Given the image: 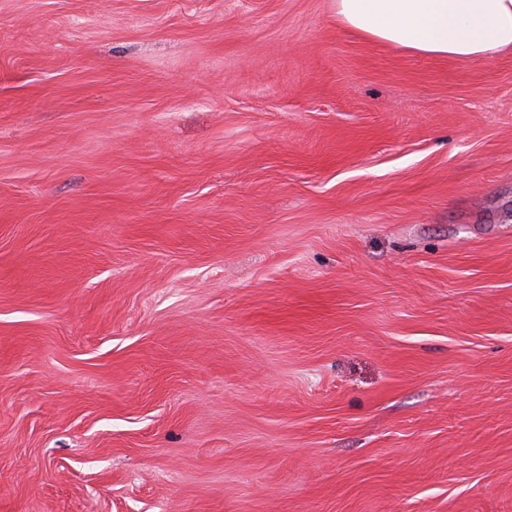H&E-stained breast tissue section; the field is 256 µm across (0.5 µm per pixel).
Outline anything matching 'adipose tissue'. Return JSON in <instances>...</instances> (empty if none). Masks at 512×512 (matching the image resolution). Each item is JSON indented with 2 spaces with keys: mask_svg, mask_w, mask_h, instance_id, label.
I'll return each instance as SVG.
<instances>
[{
  "mask_svg": "<svg viewBox=\"0 0 512 512\" xmlns=\"http://www.w3.org/2000/svg\"><path fill=\"white\" fill-rule=\"evenodd\" d=\"M336 18L425 56L491 58L512 50V0H336Z\"/></svg>",
  "mask_w": 512,
  "mask_h": 512,
  "instance_id": "ef3b65f1",
  "label": "adipose tissue"
}]
</instances>
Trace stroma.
<instances>
[{
    "instance_id": "1",
    "label": "stroma",
    "mask_w": 512,
    "mask_h": 512,
    "mask_svg": "<svg viewBox=\"0 0 512 512\" xmlns=\"http://www.w3.org/2000/svg\"><path fill=\"white\" fill-rule=\"evenodd\" d=\"M0 512H512V51L0 0Z\"/></svg>"
}]
</instances>
